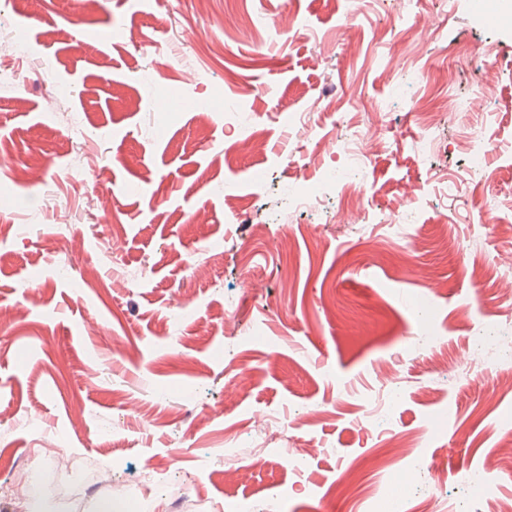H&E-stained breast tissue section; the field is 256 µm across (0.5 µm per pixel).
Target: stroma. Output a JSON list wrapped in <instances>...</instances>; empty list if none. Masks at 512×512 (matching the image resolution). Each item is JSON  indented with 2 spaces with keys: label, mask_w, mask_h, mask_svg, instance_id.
<instances>
[{
  "label": "stroma",
  "mask_w": 512,
  "mask_h": 512,
  "mask_svg": "<svg viewBox=\"0 0 512 512\" xmlns=\"http://www.w3.org/2000/svg\"><path fill=\"white\" fill-rule=\"evenodd\" d=\"M497 3L508 22L477 20L469 0H0V35L21 27L30 43L19 56L0 38V484L50 472L49 427L114 470L123 512L140 494L159 512H236L245 495L266 512L283 484L276 512H369L376 486L483 512L455 476L484 463L512 498V362L473 360L482 323L512 337V284L496 275L512 255V0ZM171 93L183 106L157 111ZM424 105L448 120L422 131ZM229 112L249 127L225 126ZM292 112L312 133L289 142ZM473 123L488 157L467 186ZM362 130L378 142L355 222L334 223L338 191L290 214L285 184L318 186L343 160L337 136ZM391 381V420L368 423ZM270 413L313 481L357 483L347 502L251 447ZM418 431L439 480L351 469ZM151 452L164 472L148 485Z\"/></svg>",
  "instance_id": "35a3bbf8"
}]
</instances>
